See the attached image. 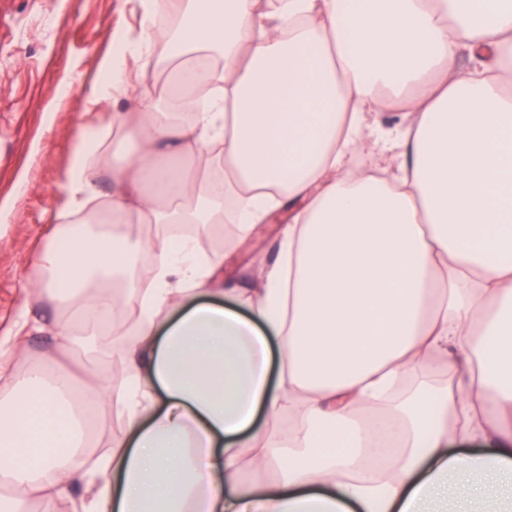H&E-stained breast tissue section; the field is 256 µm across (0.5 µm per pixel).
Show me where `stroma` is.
Listing matches in <instances>:
<instances>
[{"label": "stroma", "mask_w": 512, "mask_h": 512, "mask_svg": "<svg viewBox=\"0 0 512 512\" xmlns=\"http://www.w3.org/2000/svg\"><path fill=\"white\" fill-rule=\"evenodd\" d=\"M139 0H0V340L14 339L19 311L53 325L37 296L40 255L52 230L65 223L63 186L80 131L125 111L129 99L86 100L119 29L140 28ZM287 209L273 211L248 236L230 232L224 279L252 287L278 258ZM29 289H22V282Z\"/></svg>", "instance_id": "1"}]
</instances>
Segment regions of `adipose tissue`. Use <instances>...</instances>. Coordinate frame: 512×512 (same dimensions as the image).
Returning a JSON list of instances; mask_svg holds the SVG:
<instances>
[{"label": "adipose tissue", "instance_id": "1", "mask_svg": "<svg viewBox=\"0 0 512 512\" xmlns=\"http://www.w3.org/2000/svg\"><path fill=\"white\" fill-rule=\"evenodd\" d=\"M140 32L101 64L89 108L124 94L126 60L194 88L220 62L224 87L186 101L145 90L112 124L138 153L90 159L76 143L68 223L43 256L39 296L61 344L127 304L121 378L73 376L53 351L0 402V512L75 500L76 512H512V0H141ZM468 52L473 65L458 68ZM193 119L182 123L180 109ZM400 110L385 129L374 112ZM399 151L382 177L355 165L365 138ZM108 172L116 189L100 197ZM107 208L114 222L93 232ZM293 211L254 287L219 288L223 255L140 224L254 229ZM445 367L402 407L363 411L411 371ZM124 404L98 454L84 419ZM295 421L286 437L277 427ZM273 479H265L266 471Z\"/></svg>", "mask_w": 512, "mask_h": 512}]
</instances>
